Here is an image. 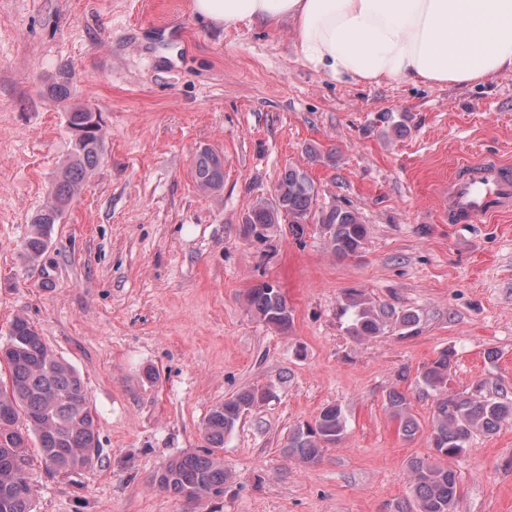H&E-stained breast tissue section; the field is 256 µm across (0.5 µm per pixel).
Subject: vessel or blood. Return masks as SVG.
<instances>
[{
	"mask_svg": "<svg viewBox=\"0 0 512 512\" xmlns=\"http://www.w3.org/2000/svg\"><path fill=\"white\" fill-rule=\"evenodd\" d=\"M448 218L459 224L512 212V165L500 160H466L448 180Z\"/></svg>",
	"mask_w": 512,
	"mask_h": 512,
	"instance_id": "vessel-or-blood-1",
	"label": "vessel or blood"
}]
</instances>
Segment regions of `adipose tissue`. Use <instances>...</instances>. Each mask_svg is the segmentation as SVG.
I'll return each mask as SVG.
<instances>
[{
	"label": "adipose tissue",
	"mask_w": 512,
	"mask_h": 512,
	"mask_svg": "<svg viewBox=\"0 0 512 512\" xmlns=\"http://www.w3.org/2000/svg\"><path fill=\"white\" fill-rule=\"evenodd\" d=\"M207 23L292 25L300 58L338 81L470 85L512 72V0H192Z\"/></svg>",
	"instance_id": "adipose-tissue-1"
}]
</instances>
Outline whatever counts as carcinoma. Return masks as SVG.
Listing matches in <instances>:
<instances>
[{
	"label": "carcinoma",
	"instance_id": "cac0c4a2",
	"mask_svg": "<svg viewBox=\"0 0 512 512\" xmlns=\"http://www.w3.org/2000/svg\"><path fill=\"white\" fill-rule=\"evenodd\" d=\"M48 94L61 106L70 136L79 134L81 138L70 143L69 156L52 183L48 205L29 224L23 249L30 262L46 252L55 224L105 155L104 127L94 123L95 108L72 101L67 77L51 85ZM191 176L200 188L221 190L224 159L211 149L199 151L192 161ZM276 195L277 206L256 201L247 210L244 236L262 237L277 224L288 225L290 233L300 236L304 225L313 223L320 225L337 256L352 257L362 249L367 226L358 213L341 206L317 212L318 190L304 169L285 170L276 184ZM247 305L262 322L279 331L287 329L292 319L284 295L267 282L251 289ZM340 316L347 318L346 330L357 339L383 335L388 328L413 329L419 323L417 313L378 304L361 293L346 295ZM453 357L454 352L447 349L420 372L418 383L437 396L431 436L435 457L410 460V499L396 504L394 512H457L458 482L447 460L465 450L473 433L491 434L512 420V401L484 394L481 384L471 393L448 390ZM0 367L7 371L6 378H0V512H34L30 478L21 475L19 468L32 465L27 451L30 442H37L46 472L78 471L92 462L99 447L96 416L79 372L56 356L23 317L13 320L8 340L0 345ZM269 396L268 391L243 389L215 405L202 428L203 452L169 460L155 475L158 485L193 502L223 493L228 473L216 450L224 447V437L243 415ZM386 405L400 422L403 435L413 436L418 425L407 395L392 389ZM346 430L344 410L329 404L314 422L290 431L285 451L299 462L313 465L324 449L343 441Z\"/></svg>",
	"mask_w": 512,
	"mask_h": 512
}]
</instances>
